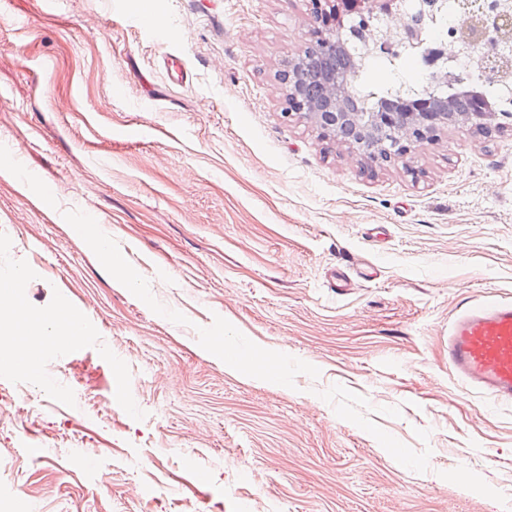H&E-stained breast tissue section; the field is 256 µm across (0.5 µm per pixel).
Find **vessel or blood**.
Here are the masks:
<instances>
[{"label":"vessel or blood","mask_w":512,"mask_h":512,"mask_svg":"<svg viewBox=\"0 0 512 512\" xmlns=\"http://www.w3.org/2000/svg\"><path fill=\"white\" fill-rule=\"evenodd\" d=\"M448 368L494 403L512 405V302L470 300L448 327Z\"/></svg>","instance_id":"1"}]
</instances>
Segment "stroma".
<instances>
[{
	"label": "stroma",
	"mask_w": 512,
	"mask_h": 512,
	"mask_svg": "<svg viewBox=\"0 0 512 512\" xmlns=\"http://www.w3.org/2000/svg\"><path fill=\"white\" fill-rule=\"evenodd\" d=\"M312 11L0 0V277L87 325L0 361L43 401L0 424V512H512V406L448 369L460 305L512 300V124L375 166L286 112Z\"/></svg>",
	"instance_id": "1"
}]
</instances>
